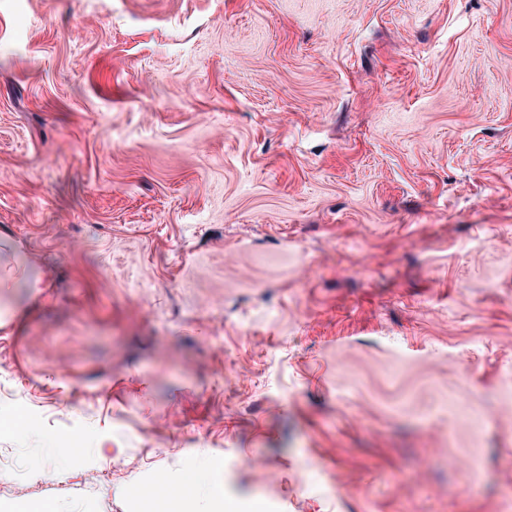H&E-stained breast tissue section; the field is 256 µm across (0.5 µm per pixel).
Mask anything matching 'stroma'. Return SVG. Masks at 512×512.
<instances>
[{"label": "stroma", "instance_id": "obj_1", "mask_svg": "<svg viewBox=\"0 0 512 512\" xmlns=\"http://www.w3.org/2000/svg\"><path fill=\"white\" fill-rule=\"evenodd\" d=\"M0 456L512 512V0H0Z\"/></svg>", "mask_w": 512, "mask_h": 512}]
</instances>
